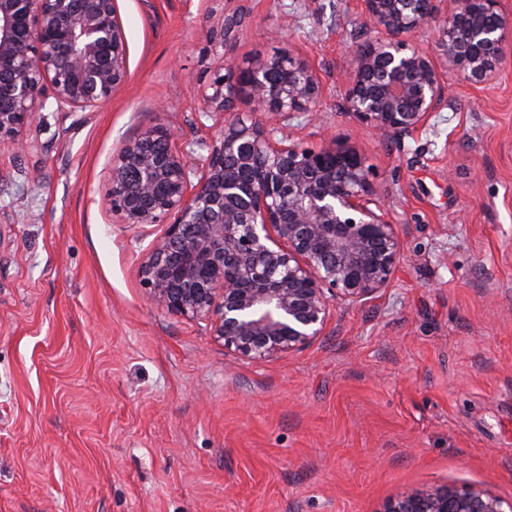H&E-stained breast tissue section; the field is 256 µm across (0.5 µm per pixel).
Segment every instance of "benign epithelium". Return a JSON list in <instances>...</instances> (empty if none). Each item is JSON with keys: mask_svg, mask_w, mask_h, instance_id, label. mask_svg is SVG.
<instances>
[{"mask_svg": "<svg viewBox=\"0 0 512 512\" xmlns=\"http://www.w3.org/2000/svg\"><path fill=\"white\" fill-rule=\"evenodd\" d=\"M362 12L375 36L350 51L345 107L384 138L400 144L429 126L447 74L477 87L503 70L512 14L501 0H362ZM245 19L240 9L209 32L224 65L202 111L221 120L219 137L189 149L161 124L143 129L113 155L103 206L126 224L160 227L139 266L151 302L206 321L224 349L262 361L321 335L330 298L353 304L387 287L404 248L360 148L275 138L294 115H316L319 79L287 48L238 67L230 51ZM426 23L433 46L404 39ZM126 78L115 0H0V143L31 147L39 99L77 114ZM243 96L254 105L247 116L236 111ZM384 512H512V502L455 485L414 491Z\"/></svg>", "mask_w": 512, "mask_h": 512, "instance_id": "7a95c632", "label": "benign epithelium"}]
</instances>
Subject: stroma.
I'll return each instance as SVG.
<instances>
[{"instance_id": "stroma-1", "label": "stroma", "mask_w": 512, "mask_h": 512, "mask_svg": "<svg viewBox=\"0 0 512 512\" xmlns=\"http://www.w3.org/2000/svg\"><path fill=\"white\" fill-rule=\"evenodd\" d=\"M245 5L240 67L288 48L317 73L314 148H361L407 258L337 303L305 349L250 361L152 304L138 267L157 226L102 206L122 143L160 123L217 136L201 109ZM128 74L77 114L46 103L34 146L0 145V512H383L466 485L512 501V65L396 146L348 117L360 0H116Z\"/></svg>"}]
</instances>
